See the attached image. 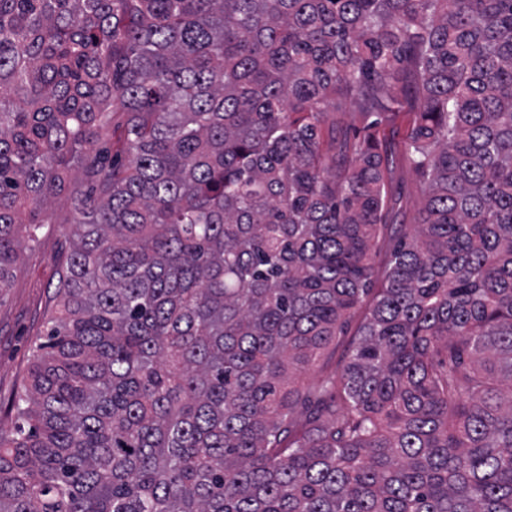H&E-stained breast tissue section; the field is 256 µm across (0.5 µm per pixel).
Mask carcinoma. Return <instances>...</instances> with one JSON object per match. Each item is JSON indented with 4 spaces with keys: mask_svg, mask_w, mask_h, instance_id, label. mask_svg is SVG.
Masks as SVG:
<instances>
[{
    "mask_svg": "<svg viewBox=\"0 0 512 512\" xmlns=\"http://www.w3.org/2000/svg\"><path fill=\"white\" fill-rule=\"evenodd\" d=\"M63 200L0 512H512V0H0V294ZM403 130L401 133H395L392 139V146L399 156V160L393 168L392 180L396 192L399 194L398 215L395 223L407 224V229L413 222V217L419 207V195L417 191L418 177L414 171L401 159L403 152Z\"/></svg>",
    "mask_w": 512,
    "mask_h": 512,
    "instance_id": "carcinoma-1",
    "label": "carcinoma"
}]
</instances>
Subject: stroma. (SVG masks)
Instances as JSON below:
<instances>
[{"label": "stroma", "mask_w": 512, "mask_h": 512, "mask_svg": "<svg viewBox=\"0 0 512 512\" xmlns=\"http://www.w3.org/2000/svg\"><path fill=\"white\" fill-rule=\"evenodd\" d=\"M392 180L399 194L397 222L412 224L419 207L418 177L404 161H397ZM69 207L59 203L57 221L44 228L38 243H26L9 288L0 293V399L20 390L31 367L32 348L43 335L55 308L57 271L70 252Z\"/></svg>", "instance_id": "obj_1"}]
</instances>
